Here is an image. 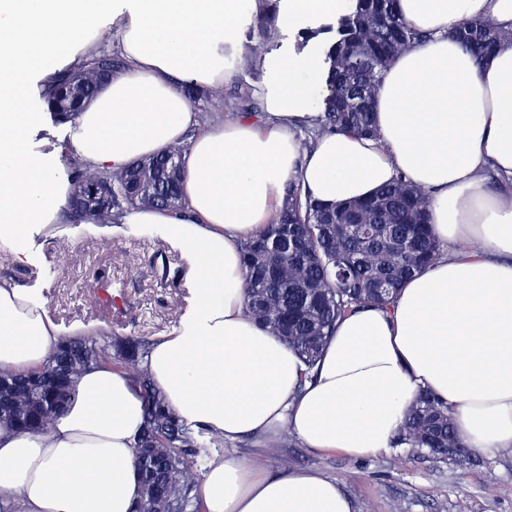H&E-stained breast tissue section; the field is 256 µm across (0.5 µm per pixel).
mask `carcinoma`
<instances>
[{"mask_svg":"<svg viewBox=\"0 0 512 512\" xmlns=\"http://www.w3.org/2000/svg\"><path fill=\"white\" fill-rule=\"evenodd\" d=\"M276 7L267 6L258 21L260 41L255 56L275 25ZM454 37L482 60L504 43H512V26H493L478 18L464 20ZM427 38L401 14L398 0H354L349 13L337 22L336 40L326 51L323 116L319 126L300 140L311 146L324 132L376 134L375 96L384 72L401 51ZM121 62L99 54L75 69L51 76L43 98L50 113L63 121L79 111L81 103L68 96V84L77 79L86 95L100 89L99 75L118 70ZM186 149L175 144L142 159L145 188L133 190L131 170L107 172L83 168L74 171L78 198L106 188L110 199L82 216L100 224L116 222L137 204L182 208L169 197L171 162ZM361 224H354L348 206L333 210L307 199L297 181L286 185L272 222L259 235L242 243L248 312L259 324L282 336L308 366L333 334L336 321L369 306L390 303L401 284L439 256V244L430 230L429 194L399 178L359 203ZM150 342L127 337L115 344L114 360L133 371L144 398V422L137 436L134 463L141 475L151 474L160 486L151 512H200L196 487L207 468L210 449L221 448L214 434L189 430L167 404L144 367ZM109 358L106 347L93 341H62L38 372L26 377H0V423L21 430L44 431L67 400L73 377L88 366ZM395 446L461 448L446 402L425 391L412 405Z\"/></svg>","mask_w":512,"mask_h":512,"instance_id":"cac0c4a2","label":"carcinoma"}]
</instances>
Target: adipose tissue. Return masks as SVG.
Instances as JSON below:
<instances>
[{
  "instance_id": "adipose-tissue-1",
  "label": "adipose tissue",
  "mask_w": 512,
  "mask_h": 512,
  "mask_svg": "<svg viewBox=\"0 0 512 512\" xmlns=\"http://www.w3.org/2000/svg\"><path fill=\"white\" fill-rule=\"evenodd\" d=\"M296 27L345 13L347 0H282ZM424 43L400 53L376 97L377 138L315 128L319 54L265 55L261 120L201 125L181 87L223 84L224 48L257 0H0V248L32 263L33 237L68 223L79 167L121 171L183 144L185 209L135 206L110 228L179 252L191 286L174 331L144 361L173 412L232 442L282 428L304 447L368 458L386 452L420 390L444 400L465 445L512 448V189L484 186L486 169L512 179V45L478 61L450 34L467 18L512 24V0H399ZM109 28L126 66L70 120L65 153L36 155L40 113L23 108L31 77L96 54ZM428 192L443 250L384 309L336 324L314 367L246 308L242 242L274 216L288 180L315 200L370 196L396 177ZM479 251H469L471 242ZM61 330L27 288L0 277V374L41 368ZM139 387L102 361L83 370L44 432L0 424V503L9 512H133L141 485L134 439ZM201 512H354L335 479L306 469L278 476L238 453L217 457L199 483Z\"/></svg>"
}]
</instances>
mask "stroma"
<instances>
[{
    "label": "stroma",
    "instance_id": "obj_1",
    "mask_svg": "<svg viewBox=\"0 0 512 512\" xmlns=\"http://www.w3.org/2000/svg\"><path fill=\"white\" fill-rule=\"evenodd\" d=\"M257 19L254 13L240 19L242 52L228 59L222 85L226 107L196 101L201 123L261 106L255 92L258 66L249 54ZM62 231L58 242L35 235L34 266L16 267L1 257L0 276L35 289L63 338L77 325L86 338L108 345L128 336L153 340L171 331L169 309L185 305L188 296L178 252L159 240L106 234L100 224H66ZM234 448L273 475L310 469L336 479L355 512H512V455L500 452L477 455L473 466L461 468L405 447L366 459L258 437L244 438Z\"/></svg>",
    "mask_w": 512,
    "mask_h": 512
}]
</instances>
